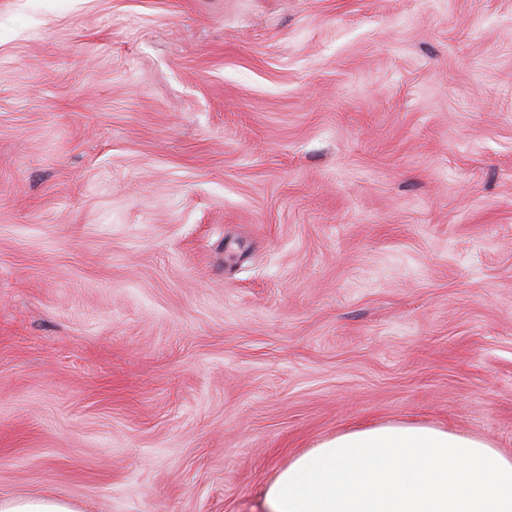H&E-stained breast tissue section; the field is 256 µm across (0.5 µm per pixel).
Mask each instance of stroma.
<instances>
[{
	"mask_svg": "<svg viewBox=\"0 0 512 512\" xmlns=\"http://www.w3.org/2000/svg\"><path fill=\"white\" fill-rule=\"evenodd\" d=\"M385 420L512 452V0H0V493L264 512Z\"/></svg>",
	"mask_w": 512,
	"mask_h": 512,
	"instance_id": "1",
	"label": "stroma"
}]
</instances>
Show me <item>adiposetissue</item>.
<instances>
[{"label": "adipose tissue", "instance_id": "adipose-tissue-1", "mask_svg": "<svg viewBox=\"0 0 512 512\" xmlns=\"http://www.w3.org/2000/svg\"><path fill=\"white\" fill-rule=\"evenodd\" d=\"M267 512H512V454L424 423L318 440L281 467Z\"/></svg>", "mask_w": 512, "mask_h": 512}]
</instances>
